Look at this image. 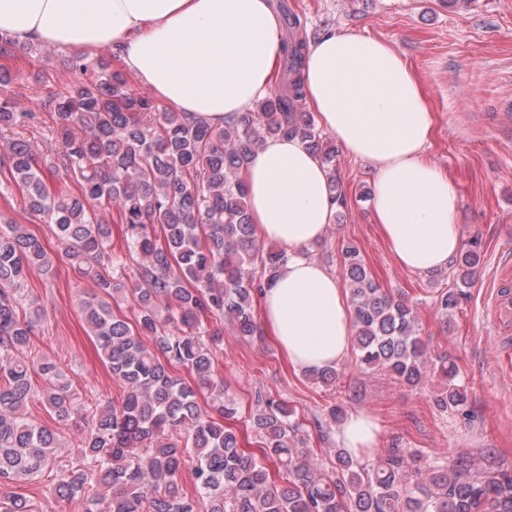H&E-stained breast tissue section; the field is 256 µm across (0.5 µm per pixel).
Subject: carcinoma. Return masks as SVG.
I'll return each mask as SVG.
<instances>
[{
	"instance_id": "1",
	"label": "carcinoma",
	"mask_w": 512,
	"mask_h": 512,
	"mask_svg": "<svg viewBox=\"0 0 512 512\" xmlns=\"http://www.w3.org/2000/svg\"><path fill=\"white\" fill-rule=\"evenodd\" d=\"M277 8L286 19L278 88L224 126L189 121L133 91L115 53L93 68L76 55L70 68L83 79L48 100L56 115L50 152L26 139L0 147V175L18 188L23 212L50 226L64 256L95 286L79 306L121 389L105 405L81 404L60 365L33 353L44 307L23 284L34 271L51 280L54 257L1 211L0 512H39L5 489L54 467L61 448L59 435L32 419L35 400L61 420L88 424L80 456L56 471L52 491L81 498L84 512H512V470L497 464L494 448L484 465L461 456L424 473L410 465L413 448H388L362 464L338 447L329 472L304 447L305 423L271 398L257 396L249 411L261 438L256 447H243L224 425L239 406L215 365L222 331L212 322L228 319L238 335L256 336L254 299L288 261L287 252L266 248L258 236L244 170L267 139L294 136L337 190L336 149L307 112V38L283 0ZM12 80L1 67V131L32 119L8 94ZM49 174L75 190H51ZM113 210L125 225V253L112 250L106 216ZM480 259L474 242L453 260L456 285L436 300L443 315L473 283ZM340 261L359 369L418 387L430 356L413 306L380 288L355 247L341 248ZM119 292L132 297L133 317L112 307ZM176 367L191 380L176 376ZM434 369L446 380L438 409L470 416L455 364L440 357ZM189 462L194 496L179 484ZM269 463L283 470L284 482L275 481Z\"/></svg>"
}]
</instances>
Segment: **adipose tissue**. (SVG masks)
<instances>
[{
	"label": "adipose tissue",
	"mask_w": 512,
	"mask_h": 512,
	"mask_svg": "<svg viewBox=\"0 0 512 512\" xmlns=\"http://www.w3.org/2000/svg\"><path fill=\"white\" fill-rule=\"evenodd\" d=\"M0 34L19 47L116 50L159 100L215 126L269 92L281 54L271 0H0ZM302 79L319 127L372 170L374 219L397 264L422 275L447 268L462 245L458 192L428 158L433 115L408 62L377 38L330 33L309 43ZM245 182L260 237L289 255L261 295L262 323L295 370L336 367L353 331L346 296L306 254L336 214L326 171L299 139L279 137L257 149ZM379 436L365 412L339 432L359 460Z\"/></svg>",
	"instance_id": "obj_1"
}]
</instances>
